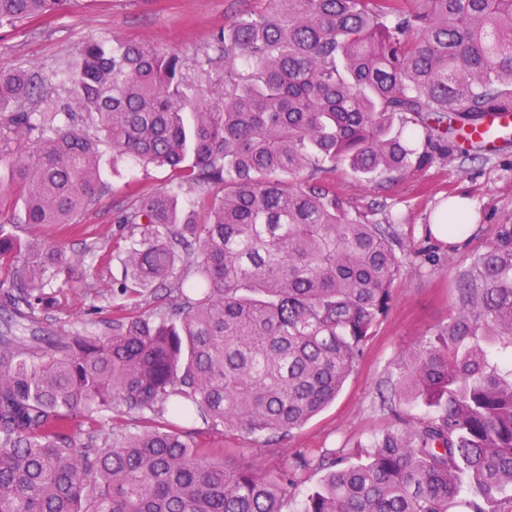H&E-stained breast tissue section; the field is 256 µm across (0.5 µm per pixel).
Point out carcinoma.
I'll return each mask as SVG.
<instances>
[{
	"instance_id": "carcinoma-1",
	"label": "carcinoma",
	"mask_w": 512,
	"mask_h": 512,
	"mask_svg": "<svg viewBox=\"0 0 512 512\" xmlns=\"http://www.w3.org/2000/svg\"><path fill=\"white\" fill-rule=\"evenodd\" d=\"M210 41L204 91L176 54L92 40L62 71L70 102L31 112L34 71H0V124L42 131L15 161L24 223L73 224L98 192L99 137L174 169L178 192L141 197L123 291H164L144 318L101 331L18 335L45 310L41 268L60 262L0 227V512H283L294 475L269 477L200 446L186 424L286 434L332 403L400 269L396 219L352 212L333 175L382 176L474 159L458 140L512 102V0H268ZM65 0H0V27ZM95 126L89 135L78 117ZM453 233L466 221L440 214ZM459 307L406 358L392 419L366 460L332 458L299 512H469L512 488V223L457 273ZM115 405L135 432L77 444Z\"/></svg>"
}]
</instances>
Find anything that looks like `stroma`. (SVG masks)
<instances>
[{"label":"stroma","mask_w":512,"mask_h":512,"mask_svg":"<svg viewBox=\"0 0 512 512\" xmlns=\"http://www.w3.org/2000/svg\"><path fill=\"white\" fill-rule=\"evenodd\" d=\"M267 0H68L59 12L12 27L0 28V70L19 67L39 72L50 86L37 103L40 111L62 109L69 88L57 74L63 62L74 60L90 39H133L163 52L179 55L189 77H197L204 52L215 32L247 13L264 10ZM38 131L0 129V224L23 241H35L66 256L64 265L50 269L54 286L47 294L44 329L70 334L89 326L104 327L117 307L149 315L152 297L122 295V260L130 227L116 223L117 213L141 196L164 191L178 182L166 167L113 160L112 147L101 143L103 185L94 202L77 216V230L24 223V203L13 159L31 151ZM337 193L352 209L383 205L396 220L406 251L392 289L387 314L376 326L336 400L291 435L269 440L244 433H224L195 423L196 439L207 448H225L275 475L294 470L298 456L310 459L296 472V485L283 512H297L300 501L315 488L324 471L320 458L344 455L365 458L363 442L380 432L389 412L380 392L403 372L407 353L438 326L447 323L458 301L453 288L456 271L497 225L512 223V145L485 158L437 161L415 172H394L372 183L343 174ZM466 201L474 220L466 233L444 242L430 230L448 201ZM435 255L425 261L423 252Z\"/></svg>","instance_id":"1"}]
</instances>
